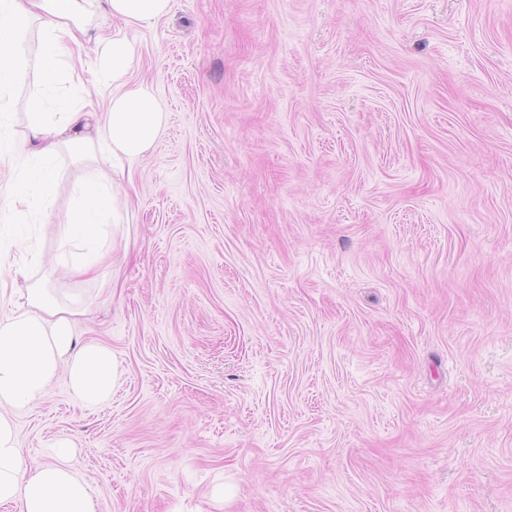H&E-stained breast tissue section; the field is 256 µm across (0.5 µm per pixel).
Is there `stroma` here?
I'll return each mask as SVG.
<instances>
[{
	"instance_id": "1",
	"label": "stroma",
	"mask_w": 512,
	"mask_h": 512,
	"mask_svg": "<svg viewBox=\"0 0 512 512\" xmlns=\"http://www.w3.org/2000/svg\"><path fill=\"white\" fill-rule=\"evenodd\" d=\"M112 265L34 280L112 347L14 416L96 512H512V0H173Z\"/></svg>"
}]
</instances>
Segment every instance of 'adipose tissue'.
<instances>
[{
    "instance_id": "obj_1",
    "label": "adipose tissue",
    "mask_w": 512,
    "mask_h": 512,
    "mask_svg": "<svg viewBox=\"0 0 512 512\" xmlns=\"http://www.w3.org/2000/svg\"><path fill=\"white\" fill-rule=\"evenodd\" d=\"M172 0H0V159L22 155L15 181L0 192V258L22 250L27 275L43 257L30 248L32 225L56 210L57 263L68 279H96L109 248L107 232L125 202L117 189L133 178V164L156 142L166 114L151 88L126 74L134 50L120 33L99 37L95 62L81 48L100 6L125 24L149 25L166 16ZM33 88L17 101L20 84ZM108 92L94 100L90 88ZM25 133H17L18 119ZM79 169L67 199H60V162ZM73 308L38 288L0 313V504L21 502L22 512H96L85 480L71 464L69 441H58L51 463L24 465L11 413L31 409L59 371L71 393L88 406L109 402L120 380L112 349L77 345Z\"/></svg>"
}]
</instances>
